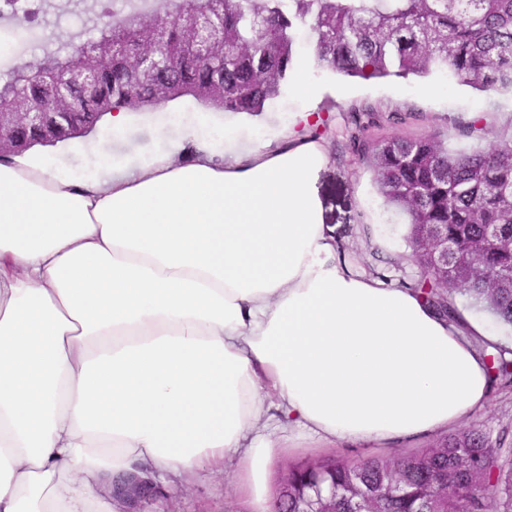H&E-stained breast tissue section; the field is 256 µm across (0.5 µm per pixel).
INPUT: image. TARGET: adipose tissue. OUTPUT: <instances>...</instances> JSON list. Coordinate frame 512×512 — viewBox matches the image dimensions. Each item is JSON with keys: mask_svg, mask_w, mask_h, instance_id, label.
<instances>
[{"mask_svg": "<svg viewBox=\"0 0 512 512\" xmlns=\"http://www.w3.org/2000/svg\"><path fill=\"white\" fill-rule=\"evenodd\" d=\"M180 148L81 178L0 161V512H123L110 484L234 458L271 512L300 442L394 448L489 402L501 334L342 260L315 138Z\"/></svg>", "mask_w": 512, "mask_h": 512, "instance_id": "ef3b65f1", "label": "adipose tissue"}]
</instances>
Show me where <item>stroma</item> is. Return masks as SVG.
Wrapping results in <instances>:
<instances>
[{"instance_id": "1", "label": "stroma", "mask_w": 512, "mask_h": 512, "mask_svg": "<svg viewBox=\"0 0 512 512\" xmlns=\"http://www.w3.org/2000/svg\"><path fill=\"white\" fill-rule=\"evenodd\" d=\"M289 78L282 95L258 118L210 109L184 97L159 109L131 110L120 132L104 126L87 137L48 148L47 156L62 172L80 176L165 151L188 126L196 129L200 141L229 140L241 146L272 141L286 131L297 135L312 131L326 156L313 177L314 190L324 222L332 228L346 262L356 271L393 285L411 287L422 281V270L411 256L408 225L384 205L372 172L346 146L345 115L365 107L401 112L408 116L406 123L373 129V138L429 134L447 140L449 148L463 149L471 142L459 136L458 121L471 113H486L490 123L480 145L492 149L512 139V96L479 93L441 76L362 80L313 70L307 73L313 92L301 96L295 91L297 73H290ZM304 113L310 114L309 123L300 122ZM465 424L483 429L493 439L502 434L512 439V384L494 383L487 407L470 415ZM430 444L425 438L405 443L397 451L413 453ZM397 451L350 445L309 449L279 460L270 474V488L278 490L289 467L298 463L355 462L371 455L390 457ZM236 468V462H228L187 488L172 482L157 485L145 512H251L248 501L235 492Z\"/></svg>"}]
</instances>
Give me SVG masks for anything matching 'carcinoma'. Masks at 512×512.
Instances as JSON below:
<instances>
[{"label":"carcinoma","instance_id":"cac0c4a2","mask_svg":"<svg viewBox=\"0 0 512 512\" xmlns=\"http://www.w3.org/2000/svg\"><path fill=\"white\" fill-rule=\"evenodd\" d=\"M92 0L94 35L81 41L89 56L67 48L64 35L41 25L47 0H0L5 17L46 44L26 67L0 84V104L13 112L41 103L74 69L96 70L94 88L67 90L68 100L34 123L19 122L6 154L85 137L102 118L133 107H159L190 96L223 112L261 114L279 96L307 30L313 67L361 79L444 73L484 92H512V0H151L148 11ZM203 12L223 39L210 55L193 52L199 39L175 18ZM399 112L372 109L347 116L349 147L372 172L383 202L403 214L417 244L424 224H440L448 253V287L428 276L418 286L449 321V299L463 290L512 324V248L487 238H512V142L489 152L450 153L430 135L372 141L369 128L403 123ZM489 369L512 379L508 350L497 348ZM336 490V512H512V442L473 427L410 455L368 457L288 470L278 512L310 507L300 490Z\"/></svg>","mask_w":512,"mask_h":512}]
</instances>
